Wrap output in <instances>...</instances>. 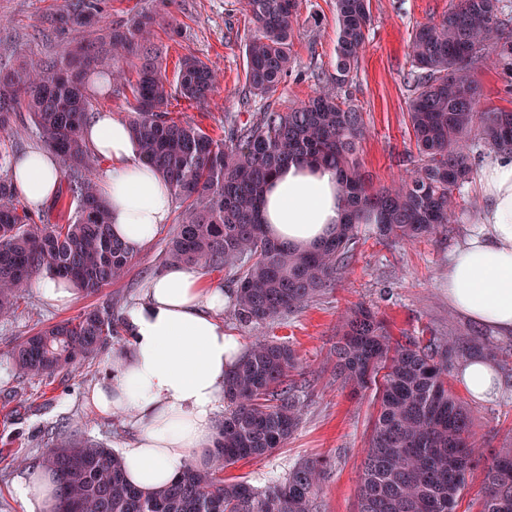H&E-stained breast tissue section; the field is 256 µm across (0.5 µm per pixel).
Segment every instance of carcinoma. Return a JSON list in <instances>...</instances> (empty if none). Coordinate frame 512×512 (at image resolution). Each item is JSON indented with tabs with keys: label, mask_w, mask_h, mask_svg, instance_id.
<instances>
[{
	"label": "carcinoma",
	"mask_w": 512,
	"mask_h": 512,
	"mask_svg": "<svg viewBox=\"0 0 512 512\" xmlns=\"http://www.w3.org/2000/svg\"><path fill=\"white\" fill-rule=\"evenodd\" d=\"M254 27L245 43L244 81L263 97L286 80L301 0H244ZM335 67L316 74L321 87L286 110L268 109L250 122H231L224 136L172 116V90L150 47L148 13L109 29L112 80L126 81L118 63L132 54L135 101L128 125L143 157L168 182L184 210L165 251L171 264L224 269L233 278L232 305L245 325H260L319 296L336 281L365 225L383 238L414 242L451 223L456 192L473 171L470 135L494 151L512 152V110L479 109L472 71L495 55L512 71V31L500 0H456L438 20L412 32L407 74L408 121L416 154L398 184L371 189L357 160L365 137L359 105L341 93L357 68L371 25L369 0H334ZM53 22L72 33L75 54L0 71V316L20 288L44 269L77 288L98 292L123 275L132 254L112 235L82 129L92 119L81 68L99 60L83 43L86 29L104 25L90 0H68ZM219 74L196 58L180 64L176 89L190 102L211 100ZM334 85V92L327 85ZM26 111L46 147L62 161L65 192L75 210L66 224L50 212L34 220L20 210L8 172L15 160L13 125ZM336 171L343 222L303 250L264 231L263 192L292 162ZM116 323L105 302L73 319L23 337L10 350L29 378L70 375L106 345ZM449 340H395L372 308L343 316L334 349L336 378L357 390L376 389L379 408L362 463L358 512H455L476 460L477 435L463 401L448 387ZM297 354L288 344L257 338L224 383V420L202 463H190L170 484L144 494L130 485L112 449L78 436L55 440L34 467L57 478L55 512H313L323 465L309 460L258 490L224 480V470L283 446L300 423ZM479 512H512V449L486 470Z\"/></svg>",
	"instance_id": "1"
}]
</instances>
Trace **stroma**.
Returning a JSON list of instances; mask_svg holds the SVG:
<instances>
[{"instance_id": "1", "label": "stroma", "mask_w": 512, "mask_h": 512, "mask_svg": "<svg viewBox=\"0 0 512 512\" xmlns=\"http://www.w3.org/2000/svg\"><path fill=\"white\" fill-rule=\"evenodd\" d=\"M107 22L126 24L139 12L157 19L154 44L162 55L168 79H175L178 61L198 58L220 75V83L205 105L173 99L175 117L200 126L214 136L224 133L228 120L246 122L270 106L284 109L309 98L315 70L331 72L335 65L336 18L333 0H303L292 39V72L265 99L250 98L244 84L243 48L252 32L244 0H97ZM453 0H370L368 45L353 73L350 90L364 113L367 134L358 161L374 187L397 182L410 170L414 149L408 123L411 68L408 45L413 29L439 18ZM63 0H0V68H16L31 58L67 56L74 43L69 32L54 28L51 17ZM481 88V108L512 109V91L502 70L486 66L475 71ZM451 224L416 242L382 239L361 228L347 266L332 287L296 311L260 326L238 321L226 307L224 324L244 344L255 337H277L297 353L303 384L298 389L302 416L298 429L282 448L243 460L225 470V478L265 489L289 469L307 460L324 461L315 512H358V486L364 450L377 403L374 391L352 393L337 380L331 352L342 315L357 304L378 309L394 336L408 334L453 340L467 347L485 330L459 317L448 305V253L474 225L481 207L475 182L457 195ZM171 215L156 240L134 254L122 277L101 291L79 293L72 304L54 307L26 289L15 314L0 318V512H22L13 496L15 475L40 456L51 442L43 429L62 424L63 435L88 437L113 448L130 436L120 419L103 420L85 404L89 387L105 373L101 358L86 362L65 382L30 379L18 374L8 352L30 333L72 318L111 300L115 317L138 298L150 277L164 267ZM490 356L504 389L494 400H466L481 445V461L489 463L502 449L512 448V339L493 338Z\"/></svg>"}]
</instances>
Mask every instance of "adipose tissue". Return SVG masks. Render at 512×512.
<instances>
[{"mask_svg":"<svg viewBox=\"0 0 512 512\" xmlns=\"http://www.w3.org/2000/svg\"><path fill=\"white\" fill-rule=\"evenodd\" d=\"M82 137L109 163L101 191L112 230L131 251L156 239L168 223V183L146 161L125 122L96 116ZM61 170L52 152L30 150L13 169L22 201L39 208L58 189ZM483 206L477 224L448 254V304L466 320L499 336L512 335V154L501 152L480 171ZM343 200L332 169L292 163L270 181L263 204L267 234L308 247L342 220ZM230 293L200 267L174 264L151 278L124 314L127 346L108 353L105 378L86 393L98 417H122L134 435L119 444L125 477L152 492L175 479L211 446L224 381L245 353L222 312ZM462 389L476 401L495 398L504 381L490 358L473 356L457 367ZM55 482L38 469L14 483L22 512H52Z\"/></svg>","mask_w":512,"mask_h":512,"instance_id":"obj_1","label":"adipose tissue"}]
</instances>
